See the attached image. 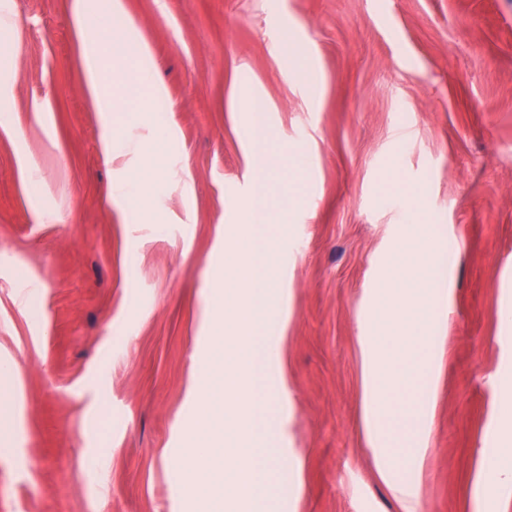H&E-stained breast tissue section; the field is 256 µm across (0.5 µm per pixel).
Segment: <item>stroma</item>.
<instances>
[{
    "label": "stroma",
    "mask_w": 512,
    "mask_h": 512,
    "mask_svg": "<svg viewBox=\"0 0 512 512\" xmlns=\"http://www.w3.org/2000/svg\"><path fill=\"white\" fill-rule=\"evenodd\" d=\"M157 64L130 109L165 165L135 223L80 76L67 0H0V359L14 365L0 512H181L182 447L209 266L254 180L243 98L269 105L288 309L282 447L299 494L272 512H400L362 425L365 304L410 213L448 282L420 512H512L487 484L495 388L512 380V0H125ZM298 54L289 56L284 38ZM98 449L88 465V449Z\"/></svg>",
    "instance_id": "1"
}]
</instances>
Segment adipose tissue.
<instances>
[{
	"label": "adipose tissue",
	"mask_w": 512,
	"mask_h": 512,
	"mask_svg": "<svg viewBox=\"0 0 512 512\" xmlns=\"http://www.w3.org/2000/svg\"><path fill=\"white\" fill-rule=\"evenodd\" d=\"M72 13L80 32L83 48V83L100 112H120L126 105L130 88L129 73L137 71L140 83L151 82L153 64L130 30L85 16L84 0H72ZM120 58V65L106 66L109 57ZM101 150L112 163L132 153L140 157L138 168H122V178L113 184L110 197L131 201L136 219L147 224L160 223L161 217L150 206V195L163 158L156 141L134 142L113 124H105ZM495 418L497 442L493 450L494 475L498 481L512 482V391L500 389Z\"/></svg>",
	"instance_id": "adipose-tissue-1"
}]
</instances>
